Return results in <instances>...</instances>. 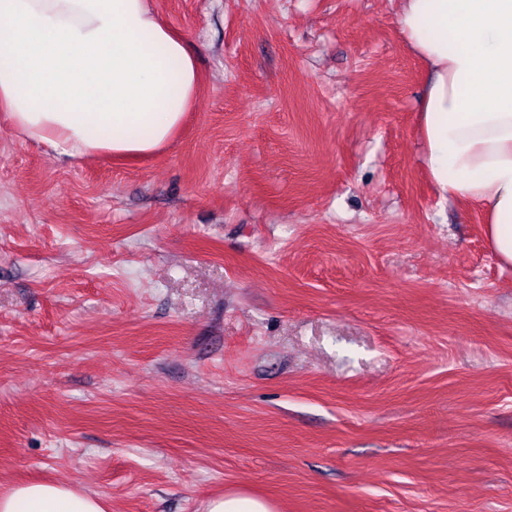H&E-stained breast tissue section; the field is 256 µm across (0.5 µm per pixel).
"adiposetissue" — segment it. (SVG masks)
I'll use <instances>...</instances> for the list:
<instances>
[{"label":"adipose tissue","mask_w":512,"mask_h":512,"mask_svg":"<svg viewBox=\"0 0 512 512\" xmlns=\"http://www.w3.org/2000/svg\"><path fill=\"white\" fill-rule=\"evenodd\" d=\"M398 24L425 63L424 162L446 201L475 205L512 265V0H402ZM196 51L150 0H0V112L29 142L71 157L167 149L196 106ZM0 512H108L54 481L0 491Z\"/></svg>","instance_id":"1"}]
</instances>
